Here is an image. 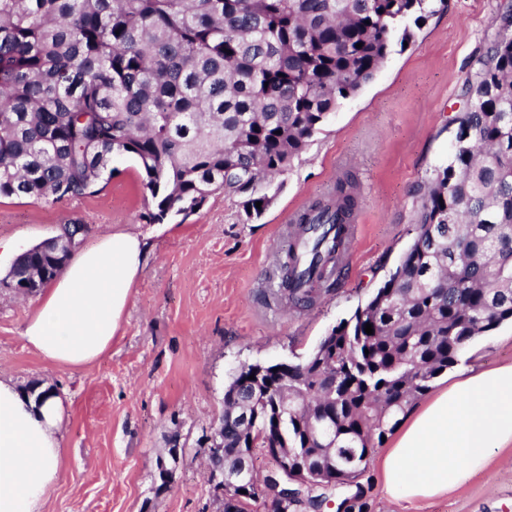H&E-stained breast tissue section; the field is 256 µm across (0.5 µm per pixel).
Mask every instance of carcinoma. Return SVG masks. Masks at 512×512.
<instances>
[{
  "label": "carcinoma",
  "mask_w": 512,
  "mask_h": 512,
  "mask_svg": "<svg viewBox=\"0 0 512 512\" xmlns=\"http://www.w3.org/2000/svg\"><path fill=\"white\" fill-rule=\"evenodd\" d=\"M438 2L0 0V197L91 195L113 156L129 155L151 224L216 192L245 196L259 217L271 202L264 177L292 168ZM499 20L448 164L417 187L416 235L398 264L292 367L286 390L271 373L226 388L224 449L209 462L234 491L243 459L275 446L314 487L355 481L432 381L512 321L511 4ZM360 206L346 173L291 226L278 262L290 307L317 301ZM62 268L34 247L9 277L34 294Z\"/></svg>",
  "instance_id": "obj_1"
}]
</instances>
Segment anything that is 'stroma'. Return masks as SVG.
Returning <instances> with one entry per match:
<instances>
[{"mask_svg":"<svg viewBox=\"0 0 512 512\" xmlns=\"http://www.w3.org/2000/svg\"><path fill=\"white\" fill-rule=\"evenodd\" d=\"M504 0H447L407 47H394L375 78L333 112L292 170L277 176L257 218L221 192L162 224L147 210L138 165L127 156L97 193L58 202L0 197V374L62 397L64 474L44 512H218L207 481L209 438L224 390L244 364L303 362L340 321L365 304L415 236L418 184L448 161L465 85L498 30ZM357 180L361 224L334 288L307 310L279 297L276 263L288 245L289 215L326 195L343 172ZM89 228L84 246L115 229L148 236L154 252L132 288L111 350L95 363L63 368L26 346L35 311L8 277L17 255L60 225ZM512 363V323L477 337L457 369ZM180 447L178 459L170 448ZM174 460L162 484L158 464ZM361 495L367 512H512V451L489 473L424 504L386 499L375 462L351 485L321 490V512Z\"/></svg>","mask_w":512,"mask_h":512,"instance_id":"stroma-1","label":"stroma"}]
</instances>
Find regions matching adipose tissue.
Returning a JSON list of instances; mask_svg holds the SVG:
<instances>
[{
	"mask_svg": "<svg viewBox=\"0 0 512 512\" xmlns=\"http://www.w3.org/2000/svg\"><path fill=\"white\" fill-rule=\"evenodd\" d=\"M150 254L144 236L117 231L79 252L45 288L21 337L46 361L90 365L112 347ZM64 405L0 377V512H43L63 476ZM512 446V363L468 368L414 409L379 460L384 494L427 501L486 472Z\"/></svg>",
	"mask_w": 512,
	"mask_h": 512,
	"instance_id": "ef3b65f1",
	"label": "adipose tissue"
}]
</instances>
